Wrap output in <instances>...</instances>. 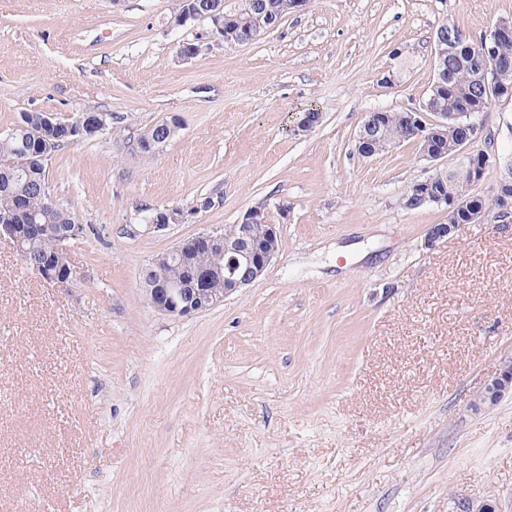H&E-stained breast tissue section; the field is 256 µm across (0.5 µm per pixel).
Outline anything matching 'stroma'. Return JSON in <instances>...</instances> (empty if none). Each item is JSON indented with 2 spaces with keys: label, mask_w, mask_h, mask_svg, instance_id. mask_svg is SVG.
<instances>
[{
  "label": "stroma",
  "mask_w": 512,
  "mask_h": 512,
  "mask_svg": "<svg viewBox=\"0 0 512 512\" xmlns=\"http://www.w3.org/2000/svg\"><path fill=\"white\" fill-rule=\"evenodd\" d=\"M178 0H0V132L21 113L108 112L48 184L85 232L47 284L0 239V512H512V223L432 239L446 207L415 143L370 158L367 113L419 107L441 23L479 40L512 0H310L255 43L191 60ZM316 109L321 122L297 131ZM179 117L158 153L138 140ZM472 192L512 182V97L492 102ZM220 205L155 232L136 212ZM289 213L280 216V204ZM252 209L280 227L264 274L187 317L142 267ZM512 392V364L506 365L498 377L486 388L485 394L474 404L476 409L485 405H495L506 394Z\"/></svg>",
  "instance_id": "1"
}]
</instances>
